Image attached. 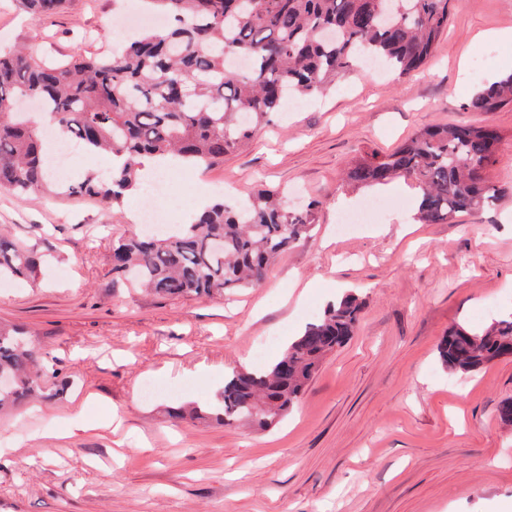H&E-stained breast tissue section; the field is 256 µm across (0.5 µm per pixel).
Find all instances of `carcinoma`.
<instances>
[{
    "instance_id": "cac0c4a2",
    "label": "carcinoma",
    "mask_w": 512,
    "mask_h": 512,
    "mask_svg": "<svg viewBox=\"0 0 512 512\" xmlns=\"http://www.w3.org/2000/svg\"><path fill=\"white\" fill-rule=\"evenodd\" d=\"M67 0H16L34 20L60 13ZM167 25L122 39L109 55L45 63L27 50L0 52V189L56 191L121 207L137 186L140 159L177 155L209 164L245 144L290 96L320 94L369 55L408 75L430 58L448 28L455 0H143ZM246 57L252 65L231 68ZM45 104L63 136L91 155L122 160L109 175L54 177L36 123L17 108ZM512 104V73L475 93L468 107L494 112ZM501 148L497 129L448 125L418 132L390 153L355 162L347 179L388 185L399 177L421 192L422 224L453 223L490 206L498 189L484 175ZM316 204L290 210L262 189L233 208L217 201L171 233L132 232L112 242V275L161 297H210L262 285L275 259L315 223ZM43 255L0 231V279L35 278ZM364 303L349 294L308 324L274 362L236 371L222 406L175 416L268 428L300 401L324 358L354 334ZM512 347V316L483 333L462 326L438 345L442 362L473 373ZM28 332L0 325V409L40 394L48 375Z\"/></svg>"
}]
</instances>
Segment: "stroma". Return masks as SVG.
<instances>
[{
    "label": "stroma",
    "instance_id": "stroma-1",
    "mask_svg": "<svg viewBox=\"0 0 512 512\" xmlns=\"http://www.w3.org/2000/svg\"><path fill=\"white\" fill-rule=\"evenodd\" d=\"M137 0H70L40 21L0 0V47L44 61L109 51L114 13ZM512 0H457L428 64L403 76L355 71L279 112L196 176L201 200L233 205L261 189L315 224L257 288L162 299L112 281L126 209L0 190V226L52 256L34 282L0 288V322L31 331L60 378L46 400L0 414V512H496L512 498V358L450 373L436 346L512 314V106L474 112L486 82L512 72ZM490 124L501 149L486 177L497 205L420 224L417 190L349 184L348 168L416 131ZM381 200L376 223L336 231L341 207ZM358 295L351 340L330 354L273 428L179 419L176 404L218 405L224 381L272 363L327 305ZM209 366L207 378L196 374ZM159 389L144 397L143 388Z\"/></svg>",
    "mask_w": 512,
    "mask_h": 512
}]
</instances>
